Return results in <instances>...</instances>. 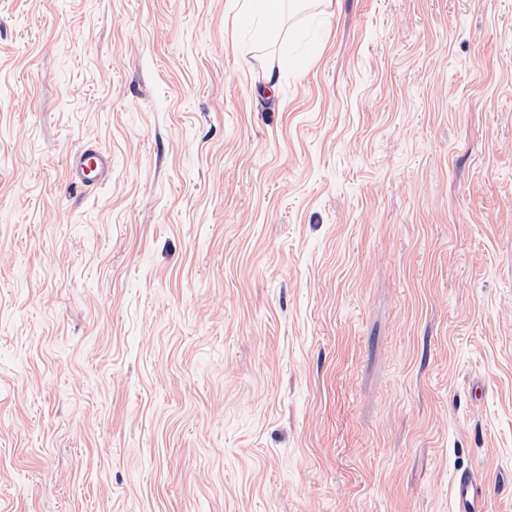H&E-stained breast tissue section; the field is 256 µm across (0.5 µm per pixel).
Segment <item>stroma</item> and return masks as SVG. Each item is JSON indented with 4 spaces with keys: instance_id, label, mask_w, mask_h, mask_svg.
<instances>
[{
    "instance_id": "1",
    "label": "stroma",
    "mask_w": 512,
    "mask_h": 512,
    "mask_svg": "<svg viewBox=\"0 0 512 512\" xmlns=\"http://www.w3.org/2000/svg\"><path fill=\"white\" fill-rule=\"evenodd\" d=\"M268 30L0 0V512H512V0ZM67 171L70 185L76 188L103 184L112 174V155L96 143L86 142L68 156ZM454 505L457 512H487L485 496L468 476L457 477L454 483Z\"/></svg>"
}]
</instances>
